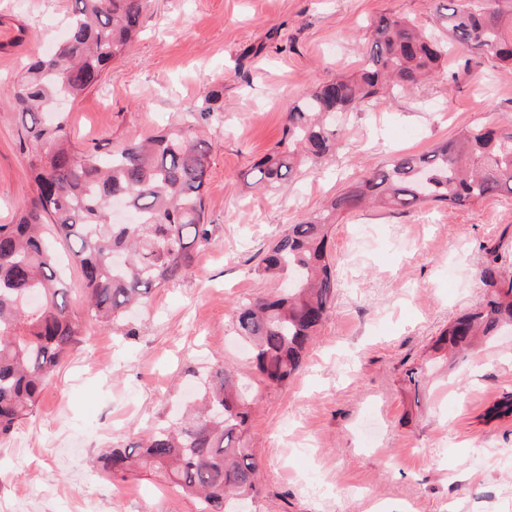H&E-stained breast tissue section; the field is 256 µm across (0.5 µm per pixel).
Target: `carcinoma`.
<instances>
[{"label": "carcinoma", "mask_w": 512, "mask_h": 512, "mask_svg": "<svg viewBox=\"0 0 512 512\" xmlns=\"http://www.w3.org/2000/svg\"><path fill=\"white\" fill-rule=\"evenodd\" d=\"M506 0H449L437 11L439 28L425 30L400 15L373 24L369 49L353 77L318 84L288 106L277 149L251 168L252 185L279 188L298 162L314 163L336 147L341 117L393 98L436 73L459 49L512 68V38L502 26ZM149 0H73L67 35L31 62L6 93L5 104L29 119V167L34 197L14 224H0V439L33 413L45 385L84 336V320L67 301L57 256L44 234L71 245L81 271L87 315L118 324L148 303L153 290L187 275L212 240L202 188L208 149L198 126L215 112L214 88L171 132L136 138L107 154L79 150L62 115L45 116L56 102L80 99L137 34ZM512 194V124L477 127L421 155L393 158L350 184L327 208L291 224L264 251L258 272L288 286L238 302L236 333L251 363L272 385L302 368L306 346L336 295L337 262L327 253L329 227L365 206L410 209L458 207ZM482 303L456 318L434 343L437 352L468 351L512 325V276L494 264L481 269ZM246 385L224 365L209 372L199 407L174 427L122 443L102 457L109 480L149 474L172 492L196 497L200 512H236L253 498L259 464L244 442L250 421ZM512 417V392L488 409Z\"/></svg>", "instance_id": "carcinoma-1"}]
</instances>
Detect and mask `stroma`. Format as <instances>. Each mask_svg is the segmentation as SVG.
<instances>
[{"label":"stroma","mask_w":512,"mask_h":512,"mask_svg":"<svg viewBox=\"0 0 512 512\" xmlns=\"http://www.w3.org/2000/svg\"><path fill=\"white\" fill-rule=\"evenodd\" d=\"M438 0H150L140 33L64 117L82 149L176 128L224 89L200 135L212 242L186 276L119 325L86 335L39 405L0 441V512H198L149 479L110 482L100 459L194 402L216 363L248 369L237 301L274 292L259 254L288 225L397 154L512 121V74L453 54L424 85L347 113L335 149L264 192L243 175L276 149L288 106L352 75L371 25L397 14L430 27ZM72 0H0V92L67 32ZM20 113L0 112V224L33 196ZM339 286L302 371L254 379L246 434L262 468L243 512H512V418L485 411L512 391V329L449 360L432 344L477 304L482 265L512 271V194L458 208H364L333 224ZM424 367L419 386L408 379Z\"/></svg>","instance_id":"35a3bbf8"}]
</instances>
